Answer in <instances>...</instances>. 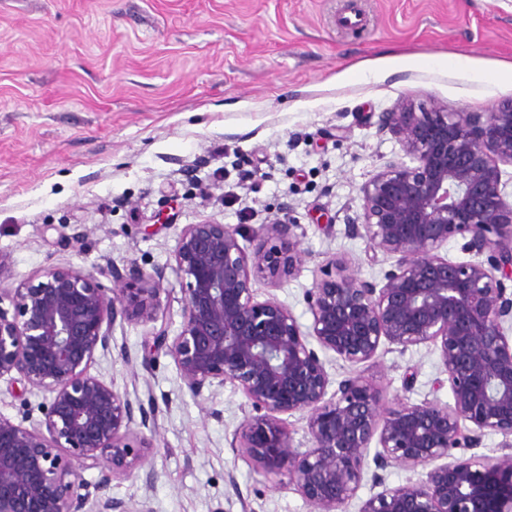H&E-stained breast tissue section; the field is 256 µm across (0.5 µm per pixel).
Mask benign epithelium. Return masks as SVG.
I'll return each mask as SVG.
<instances>
[{
	"instance_id": "1",
	"label": "benign epithelium",
	"mask_w": 512,
	"mask_h": 512,
	"mask_svg": "<svg viewBox=\"0 0 512 512\" xmlns=\"http://www.w3.org/2000/svg\"><path fill=\"white\" fill-rule=\"evenodd\" d=\"M412 164L391 160L360 188L361 212L348 231L393 262L382 284L358 279L345 260L323 267L305 294L307 328L274 298L260 301L251 273L279 283L301 269L293 220L267 224L241 247L238 228L205 219L185 225L173 270L183 295L180 330H153L142 360L160 350L192 396L239 389L258 415L234 446L267 476L287 477L312 512H345L357 498L371 444L375 467L394 463L423 476L363 500L358 512H512V448L496 456L453 454L488 432L512 437V201L501 166H512V99L486 112H448L403 102L379 118ZM461 236L473 259L439 254ZM129 278L108 263L48 267L17 288H1L0 380L51 394L43 419L24 426L0 415V512H130L110 494L152 448L133 429L150 412L91 374L117 320L157 321L166 270L132 261ZM112 282L108 287L102 279ZM317 347H312V344ZM383 343L432 345L453 403L407 402L389 409L360 374L333 393L319 352L352 367L374 361ZM306 416L310 447H294L288 418ZM97 469L84 491L78 469Z\"/></svg>"
}]
</instances>
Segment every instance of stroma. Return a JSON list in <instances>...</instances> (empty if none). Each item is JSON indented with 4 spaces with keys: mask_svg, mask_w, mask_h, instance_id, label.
Returning a JSON list of instances; mask_svg holds the SVG:
<instances>
[{
    "mask_svg": "<svg viewBox=\"0 0 512 512\" xmlns=\"http://www.w3.org/2000/svg\"><path fill=\"white\" fill-rule=\"evenodd\" d=\"M388 54L415 65L371 75ZM512 61V0H0V286L44 268L137 262L167 268L160 321L181 325L171 273L184 225L238 226L251 249L293 207L306 253L274 285L254 276L302 325L304 293L329 260L381 281L389 258L350 235L362 184L402 158L378 118L402 100L484 112L512 79H471L452 59ZM223 146L216 154L215 146ZM149 322L116 321L91 374L155 413L143 434L158 473L114 480L131 512H311L234 446L253 413L231 384L193 397L172 359L140 365ZM434 346L382 344L361 373L389 405L452 401ZM49 395L0 382V414L31 423Z\"/></svg>",
    "mask_w": 512,
    "mask_h": 512,
    "instance_id": "obj_1",
    "label": "stroma"
}]
</instances>
